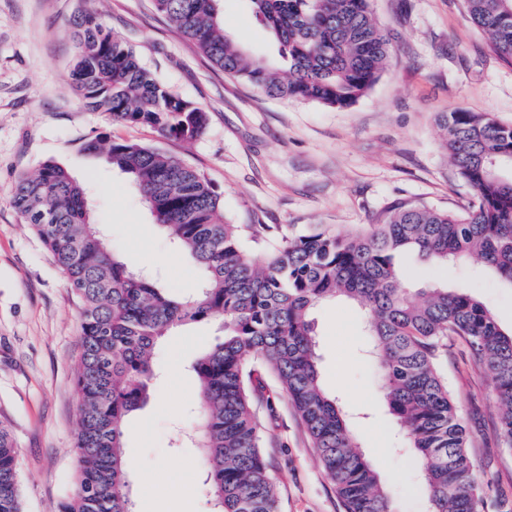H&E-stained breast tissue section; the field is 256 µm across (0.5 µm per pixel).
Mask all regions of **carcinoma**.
<instances>
[{
	"label": "carcinoma",
	"mask_w": 512,
	"mask_h": 512,
	"mask_svg": "<svg viewBox=\"0 0 512 512\" xmlns=\"http://www.w3.org/2000/svg\"><path fill=\"white\" fill-rule=\"evenodd\" d=\"M224 74L270 97L346 107L368 93L390 56L370 0H250L273 33L284 75L224 33L221 0H153ZM512 0H463L490 48L512 64ZM72 86L93 111L191 142L206 112L175 94L98 17L74 20ZM448 154L472 190L462 214L398 203L362 230L232 224L220 194L196 169L156 149L90 141L132 179L155 222L199 268L200 288L178 295L130 270L92 222L85 192L54 162L15 182L12 204L42 239L81 301L75 388L80 422L74 492L59 512H132L123 439L128 417L149 397L152 359L170 330L219 321L223 340L191 365L199 386L193 437L203 448L214 512H279L278 483L262 452L252 396L258 369L273 375L303 424L345 512H394L339 399L321 386L311 313L322 303L360 304L403 450L417 459L426 512H484L469 434L439 369L448 339L468 344L491 377L498 435L512 448V332L465 288H404L407 252L457 264L479 259L512 285V126L486 113L443 116ZM18 451L0 426V512H23Z\"/></svg>",
	"instance_id": "obj_1"
}]
</instances>
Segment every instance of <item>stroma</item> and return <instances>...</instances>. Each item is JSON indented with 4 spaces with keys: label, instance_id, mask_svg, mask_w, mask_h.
I'll use <instances>...</instances> for the list:
<instances>
[{
    "label": "stroma",
    "instance_id": "stroma-1",
    "mask_svg": "<svg viewBox=\"0 0 512 512\" xmlns=\"http://www.w3.org/2000/svg\"><path fill=\"white\" fill-rule=\"evenodd\" d=\"M221 9L227 35L252 56L276 59V41L249 0H222ZM371 9L391 43L386 69L367 95L332 108L271 98L225 75L152 0H0V424L17 444L23 512H57L73 486L80 300L12 205L18 175L48 161L64 167L86 186L128 268L160 274L180 292L197 288L199 272L153 223L127 177L87 151L88 141L137 143L197 169L237 224L350 231L399 202L464 212L472 193L449 159L438 117L462 108L512 125V66L491 51L461 0H371ZM82 14L101 18L172 91L205 109L201 138L187 143L85 106L70 76L72 21ZM399 267L409 288L470 287L512 329V287L476 263L446 266L408 254ZM313 318L324 388L355 415L353 430L397 512H425L416 464L395 449L364 310L324 303ZM222 336L218 323L196 322L157 348L151 399L126 425L124 453L136 463L128 475L133 512H211L201 450L175 438L193 429L197 414L191 364ZM440 366L470 435L484 512H512V448L497 432L490 378L460 338L449 340ZM262 379L253 410L280 512H344L278 381Z\"/></svg>",
    "mask_w": 512,
    "mask_h": 512
}]
</instances>
